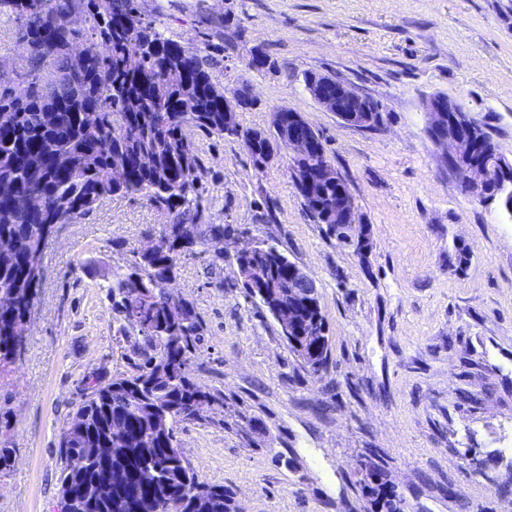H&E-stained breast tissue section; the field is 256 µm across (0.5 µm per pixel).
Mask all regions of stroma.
<instances>
[{"label":"stroma","mask_w":512,"mask_h":512,"mask_svg":"<svg viewBox=\"0 0 512 512\" xmlns=\"http://www.w3.org/2000/svg\"><path fill=\"white\" fill-rule=\"evenodd\" d=\"M165 37L224 87L319 134L363 224L365 248L313 223L287 155L257 169L240 141L197 134L211 224L277 245L318 284L330 345L312 371L236 278L235 248L181 260L171 291L204 331L189 373L214 396L178 444L236 512H386L359 471L378 466L396 512H512V220L460 189L426 131L435 94L460 102L512 161V0H139ZM271 66L248 67L253 51ZM313 71L379 102L372 130L305 90ZM169 216L136 195L63 225L20 360L0 374V512H59V439L94 377L132 376L108 286Z\"/></svg>","instance_id":"stroma-1"}]
</instances>
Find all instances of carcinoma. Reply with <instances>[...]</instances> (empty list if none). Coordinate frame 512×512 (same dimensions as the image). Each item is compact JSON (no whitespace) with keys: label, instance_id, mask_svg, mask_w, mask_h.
Instances as JSON below:
<instances>
[{"label":"carcinoma","instance_id":"1","mask_svg":"<svg viewBox=\"0 0 512 512\" xmlns=\"http://www.w3.org/2000/svg\"><path fill=\"white\" fill-rule=\"evenodd\" d=\"M0 0V16L30 43L22 82L0 92V366L17 360L18 328L26 325L43 278L42 254L49 231L72 224L114 196L138 194L184 226L191 237L159 236L150 258L134 260L109 286L112 307L124 327L148 351L141 370L129 377L96 379L63 432L78 424L84 436L60 441L66 461L73 452L110 448L124 452L74 475L61 467L59 490L69 486L85 500L82 512H189L194 489L208 485L218 508L231 512L229 495L176 457L177 424L200 415L212 395L188 372L191 347L202 324L193 304L175 298L169 285L182 257L213 248L230 227L209 224L203 205L202 162L193 132L224 135V87L196 52L170 55L174 41L143 17L138 0H31L21 12ZM81 44L84 63L72 66L70 49ZM189 73L171 82L165 71ZM237 139L255 157L261 131L240 129ZM34 197L39 206L19 205ZM254 259L269 270L277 288L288 256L266 244ZM152 468L155 479L141 473ZM124 481L112 493L88 500L105 471Z\"/></svg>","mask_w":512,"mask_h":512}]
</instances>
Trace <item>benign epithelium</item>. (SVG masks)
Masks as SVG:
<instances>
[{"label":"benign epithelium","instance_id":"benign-epithelium-1","mask_svg":"<svg viewBox=\"0 0 512 512\" xmlns=\"http://www.w3.org/2000/svg\"><path fill=\"white\" fill-rule=\"evenodd\" d=\"M305 88L320 106L336 113L347 126L370 129L381 124V106L356 93L343 81L314 73L308 77ZM254 105L255 98L246 86L227 93L224 133L238 132V113ZM425 109L428 135L435 146L444 149L448 167L455 172L465 194L479 203L496 202L503 212L512 216V162L497 156L498 183L491 186L484 157L478 155L477 123L468 117L464 107L437 94L427 99ZM283 151L288 153L294 181L306 198L315 199L325 187L336 186V199L328 202L323 216L334 217L340 228L339 236L352 242L355 203L347 184L322 154L317 133L301 114L278 108L273 111L272 131L257 157L256 167L265 168ZM238 276L261 298L273 301L275 318L285 340L303 353L315 355L320 351L325 338L324 331L319 329V317L310 321L297 312L300 304L317 292V282L311 275L290 262L282 287L271 290L267 288V268L251 261L239 268Z\"/></svg>","mask_w":512,"mask_h":512}]
</instances>
